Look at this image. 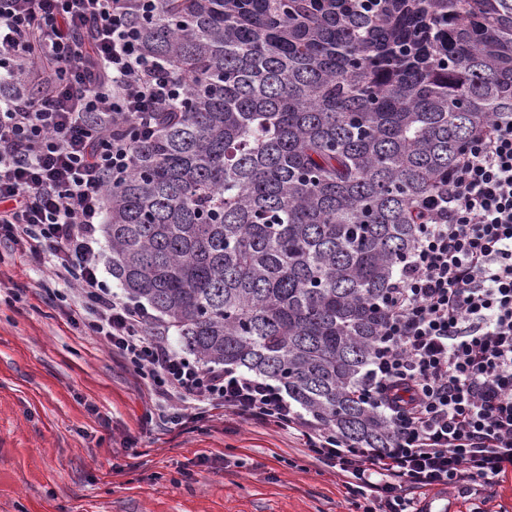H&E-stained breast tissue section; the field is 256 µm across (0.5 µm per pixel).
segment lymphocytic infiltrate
Returning <instances> with one entry per match:
<instances>
[{
	"label": "lymphocytic infiltrate",
	"instance_id": "lymphocytic-infiltrate-1",
	"mask_svg": "<svg viewBox=\"0 0 512 512\" xmlns=\"http://www.w3.org/2000/svg\"><path fill=\"white\" fill-rule=\"evenodd\" d=\"M157 0H0V243L47 263L70 323L111 347L157 397L158 428L215 410L294 430L363 512H427L416 492L512 475V118L468 142L422 203L414 248L381 305L354 393L381 412L387 448H356L268 380L175 352L151 315L102 280L98 237L136 143L183 107L187 82L145 55L135 17ZM51 60L50 95L26 88Z\"/></svg>",
	"mask_w": 512,
	"mask_h": 512
}]
</instances>
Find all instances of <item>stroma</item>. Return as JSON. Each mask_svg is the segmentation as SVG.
<instances>
[{
	"label": "stroma",
	"mask_w": 512,
	"mask_h": 512,
	"mask_svg": "<svg viewBox=\"0 0 512 512\" xmlns=\"http://www.w3.org/2000/svg\"><path fill=\"white\" fill-rule=\"evenodd\" d=\"M51 285L0 247V512H359L291 432L219 413L156 429L147 386Z\"/></svg>",
	"instance_id": "obj_1"
}]
</instances>
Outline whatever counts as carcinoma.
Returning <instances> with one entry per match:
<instances>
[{
	"mask_svg": "<svg viewBox=\"0 0 512 512\" xmlns=\"http://www.w3.org/2000/svg\"><path fill=\"white\" fill-rule=\"evenodd\" d=\"M139 30L189 92L112 187V277L201 362L387 447L352 387L421 202L512 117V0H159Z\"/></svg>",
	"mask_w": 512,
	"mask_h": 512,
	"instance_id": "cac0c4a2",
	"label": "carcinoma"
}]
</instances>
